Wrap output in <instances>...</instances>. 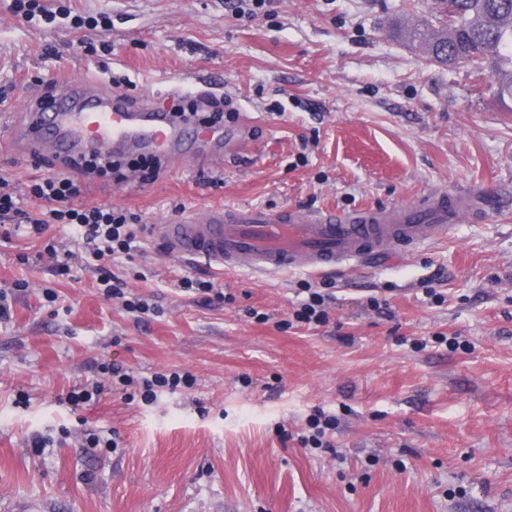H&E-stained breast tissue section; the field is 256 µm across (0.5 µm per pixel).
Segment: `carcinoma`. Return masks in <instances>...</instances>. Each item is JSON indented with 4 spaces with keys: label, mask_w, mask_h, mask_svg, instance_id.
<instances>
[{
    "label": "carcinoma",
    "mask_w": 512,
    "mask_h": 512,
    "mask_svg": "<svg viewBox=\"0 0 512 512\" xmlns=\"http://www.w3.org/2000/svg\"><path fill=\"white\" fill-rule=\"evenodd\" d=\"M442 15H454L448 30L416 28L411 39L440 64L491 59L498 95L512 101V0H439Z\"/></svg>",
    "instance_id": "cac0c4a2"
}]
</instances>
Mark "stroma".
I'll return each instance as SVG.
<instances>
[{
  "mask_svg": "<svg viewBox=\"0 0 512 512\" xmlns=\"http://www.w3.org/2000/svg\"><path fill=\"white\" fill-rule=\"evenodd\" d=\"M44 3L53 22L0 0L16 191L55 160L26 133L55 80L165 106L206 78L244 141L149 180H85L87 203L141 217V251L110 267L151 306L142 320L105 297L69 226L0 222V512H512V112L495 75L408 40L445 26L436 0H268L249 17L226 0ZM473 188L488 214L359 271L217 270L159 236L217 205L348 213ZM305 288L331 295L326 324L293 322ZM115 363L196 383L146 403L113 385ZM97 381L98 402L69 403ZM317 408L336 426L306 448Z\"/></svg>",
  "mask_w": 512,
  "mask_h": 512,
  "instance_id": "35a3bbf8",
  "label": "stroma"
}]
</instances>
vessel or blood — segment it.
Here are the masks:
<instances>
[{
    "label": "vessel or blood",
    "mask_w": 512,
    "mask_h": 512,
    "mask_svg": "<svg viewBox=\"0 0 512 512\" xmlns=\"http://www.w3.org/2000/svg\"><path fill=\"white\" fill-rule=\"evenodd\" d=\"M187 130L152 100L133 104L88 82L62 85L53 102L32 107L28 124L30 136L52 141L63 157L92 147L106 154L135 149L175 158ZM484 207V198L467 192H437L405 205L347 214L215 206L204 216L162 225L160 235L167 252L222 269L354 270L372 255L418 249Z\"/></svg>",
    "instance_id": "1"
}]
</instances>
